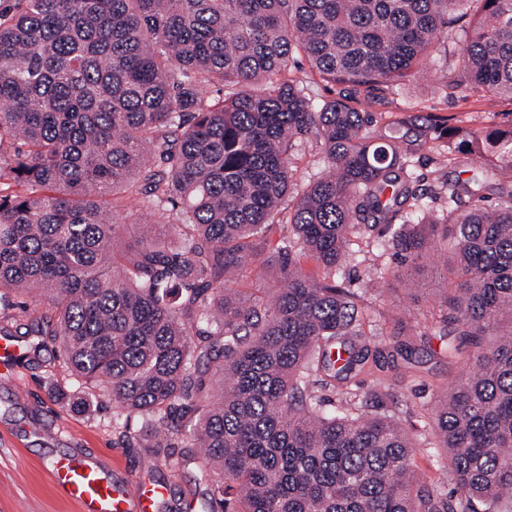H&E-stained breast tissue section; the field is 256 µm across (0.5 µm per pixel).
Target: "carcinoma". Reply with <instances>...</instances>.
Segmentation results:
<instances>
[{"mask_svg":"<svg viewBox=\"0 0 512 512\" xmlns=\"http://www.w3.org/2000/svg\"><path fill=\"white\" fill-rule=\"evenodd\" d=\"M461 19L446 87L512 99V0H0V301L48 299L42 335L112 397L113 428L138 417L153 448L204 449L183 460L210 512L512 508V127L405 115L377 138L366 111ZM299 51L351 97L314 102L290 71ZM308 138L325 173L299 185ZM427 144L478 155L481 175L422 187ZM127 222L143 225L130 252ZM379 227L403 271L448 255L440 320L418 335L458 337L450 358L472 348L430 408L453 495L350 385L368 356L363 296L336 274ZM253 267L282 287H236Z\"/></svg>","mask_w":512,"mask_h":512,"instance_id":"1","label":"carcinoma"}]
</instances>
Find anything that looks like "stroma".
I'll use <instances>...</instances> for the list:
<instances>
[{
	"label": "stroma",
	"mask_w": 512,
	"mask_h": 512,
	"mask_svg": "<svg viewBox=\"0 0 512 512\" xmlns=\"http://www.w3.org/2000/svg\"><path fill=\"white\" fill-rule=\"evenodd\" d=\"M453 64L443 53L439 65L428 68L413 83L386 93H373L368 106L379 125L403 112L433 113L449 124L467 128L512 126V100L493 98L473 90L464 94L446 88L442 72ZM471 156L447 157L425 147L416 156V169L424 186L437 175L456 177L473 169ZM339 279L342 287L364 293L375 272L386 276L381 293L366 295L365 331L368 361L357 377L361 391L372 393L365 411L395 416L406 429L422 432L433 393L449 387L464 370V358L449 359L448 339L440 333L415 335L417 322L438 315L444 281L439 275L442 258L427 255L418 289L409 291L395 279L397 270L390 233L362 243ZM9 308L0 307V332L28 348L14 378L0 377V512H79L76 504L59 497L49 483L44 463L54 456L79 449L110 464L117 478H129L168 489L167 502L175 512H208L203 496L206 483L194 466L165 467L156 463L145 440L138 437V419L129 427L135 436L121 441L112 427L118 407L111 398L90 400L83 412H74L69 396L79 389L74 375L57 356V345L44 337L39 351H31V331L53 327L52 305L39 296L10 297ZM413 341V361L394 360L387 349L394 335Z\"/></svg>",
	"instance_id": "obj_1"
}]
</instances>
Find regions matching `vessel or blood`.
<instances>
[{"mask_svg":"<svg viewBox=\"0 0 512 512\" xmlns=\"http://www.w3.org/2000/svg\"><path fill=\"white\" fill-rule=\"evenodd\" d=\"M47 471L57 493L81 512H152L161 494L157 488L115 480L96 457L82 452L52 458Z\"/></svg>","mask_w":512,"mask_h":512,"instance_id":"obj_1","label":"vessel or blood"}]
</instances>
